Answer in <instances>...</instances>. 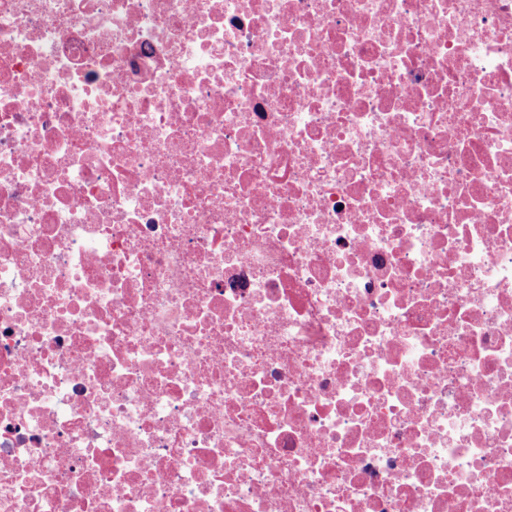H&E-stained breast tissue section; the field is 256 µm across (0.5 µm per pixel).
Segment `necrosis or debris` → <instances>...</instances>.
Returning <instances> with one entry per match:
<instances>
[{
	"label": "necrosis or debris",
	"mask_w": 512,
	"mask_h": 512,
	"mask_svg": "<svg viewBox=\"0 0 512 512\" xmlns=\"http://www.w3.org/2000/svg\"><path fill=\"white\" fill-rule=\"evenodd\" d=\"M0 512H512V0H0Z\"/></svg>",
	"instance_id": "necrosis-or-debris-1"
}]
</instances>
